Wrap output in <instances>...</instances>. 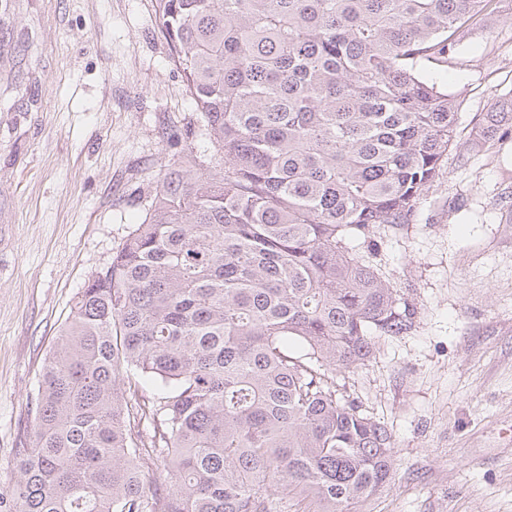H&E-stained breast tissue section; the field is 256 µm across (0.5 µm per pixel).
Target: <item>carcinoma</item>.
<instances>
[{"label": "carcinoma", "mask_w": 512, "mask_h": 512, "mask_svg": "<svg viewBox=\"0 0 512 512\" xmlns=\"http://www.w3.org/2000/svg\"><path fill=\"white\" fill-rule=\"evenodd\" d=\"M495 0H155L216 148L167 168L43 367L0 512H362L392 435L336 397L415 311L351 243L409 224ZM167 480L157 479L158 469Z\"/></svg>", "instance_id": "carcinoma-1"}]
</instances>
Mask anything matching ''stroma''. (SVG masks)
I'll use <instances>...</instances> for the list:
<instances>
[{
    "instance_id": "obj_1",
    "label": "stroma",
    "mask_w": 512,
    "mask_h": 512,
    "mask_svg": "<svg viewBox=\"0 0 512 512\" xmlns=\"http://www.w3.org/2000/svg\"><path fill=\"white\" fill-rule=\"evenodd\" d=\"M423 76L457 139L411 223L367 255L415 310L339 398L392 434L397 471L365 512H512V0ZM215 149L154 0H0V495L42 368L78 294L140 223L168 165Z\"/></svg>"
}]
</instances>
